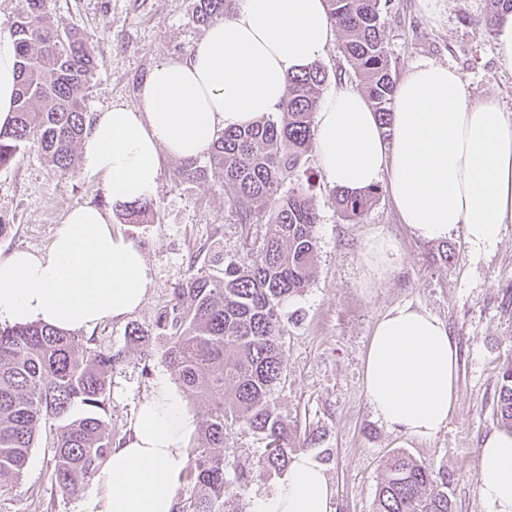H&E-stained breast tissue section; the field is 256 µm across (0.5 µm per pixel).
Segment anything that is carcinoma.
Here are the masks:
<instances>
[{
	"mask_svg": "<svg viewBox=\"0 0 512 512\" xmlns=\"http://www.w3.org/2000/svg\"><path fill=\"white\" fill-rule=\"evenodd\" d=\"M231 0H193L196 21L209 24L227 16ZM331 22L343 34L342 52L360 79L362 93L390 121L397 86L382 38L385 0H325ZM18 70L16 107L11 123L0 127V167L21 148L38 140L49 159L66 174L80 160L76 146L94 116L84 111V91L98 67L89 38L61 32L47 21L46 0H22L11 25ZM327 70L317 62L288 76L279 118L262 116L243 128L226 130L206 163L184 162L183 181L214 177L232 186L231 208L241 224L270 209L272 218L258 254L224 264L221 276L202 269L177 290L150 330L127 333L132 344L163 342L161 361L189 398L210 402L209 418L186 448L188 462L179 482L194 494L179 512H224L228 487L224 443L237 426L260 441L255 463L237 464V486L257 472L285 470L293 455L323 442L322 433L298 434L296 424L273 402L286 357L282 338L285 307L311 281L317 259L315 229L320 215L302 187L281 191L293 180L311 149ZM379 188L334 192L338 213L361 217ZM153 215L145 201L124 207L125 220L145 224ZM120 354L90 347L78 337L41 324L0 329V491L20 478L37 433L55 422L50 446L51 487L73 494L91 483L115 444L107 422L112 370ZM497 421L512 431V366L503 369ZM374 512H453L448 472L393 454L384 461Z\"/></svg>",
	"mask_w": 512,
	"mask_h": 512,
	"instance_id": "obj_1",
	"label": "carcinoma"
}]
</instances>
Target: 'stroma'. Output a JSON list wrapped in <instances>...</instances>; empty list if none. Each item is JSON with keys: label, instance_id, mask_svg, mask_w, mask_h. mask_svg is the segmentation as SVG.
Instances as JSON below:
<instances>
[{"label": "stroma", "instance_id": "1", "mask_svg": "<svg viewBox=\"0 0 512 512\" xmlns=\"http://www.w3.org/2000/svg\"><path fill=\"white\" fill-rule=\"evenodd\" d=\"M193 0H47L53 27L91 36L100 66L85 93L94 113L113 104L137 105L141 83L157 63L182 55L204 34L192 11ZM488 0H391L381 19L383 40L395 80L410 68L433 61L458 70L473 101L496 97L512 113V69L501 64L493 37L481 28ZM181 162L164 159L160 186L148 224H128L110 205L101 176L79 168L61 172L38 142L26 143L16 160L0 167V257L23 249L48 251L67 213L88 204L108 209L114 230L139 247L153 271L144 305L127 318L107 321L78 338L98 348L122 351L112 372L107 420L116 438L126 435L136 403L169 372L158 345L134 347L131 326L152 328L173 291L194 269L195 255L225 258L253 255L262 244L263 221L239 223L227 205L231 187L216 180L183 182ZM308 186L321 220L316 227L317 259L305 290L288 304L283 345L286 378L274 393L280 412L299 431L320 430L329 451L325 473L334 489L335 512H372L381 463L403 452L417 461L448 469L454 512H486L478 493L479 454L498 428L496 397L501 372L512 365V224L497 247L474 254L460 231L447 239L449 261L437 260V245L416 238L388 193L361 218L339 215L333 188L315 152H308L296 180ZM397 246L394 270L380 280L367 272L373 237ZM412 303L447 326L459 353L456 403L447 425L434 437L417 439L389 431L374 415L363 390V368L379 319L394 307ZM53 426H42L22 478L0 497V512H88L93 486L74 494L52 489L47 446Z\"/></svg>", "mask_w": 512, "mask_h": 512}]
</instances>
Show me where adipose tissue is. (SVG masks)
<instances>
[{
    "label": "adipose tissue",
    "mask_w": 512,
    "mask_h": 512,
    "mask_svg": "<svg viewBox=\"0 0 512 512\" xmlns=\"http://www.w3.org/2000/svg\"><path fill=\"white\" fill-rule=\"evenodd\" d=\"M332 36L325 0H241L185 55L149 71L138 105L96 113L83 141L88 170L102 176L113 205L155 198L163 158L203 157L224 130L277 111L288 76L310 66ZM16 82L14 41L0 31V125L12 116ZM314 149L333 187L386 182L402 223L421 240L458 230L473 252H487L512 223V116L496 99L471 101L454 68L415 65L397 88L386 132L358 89L327 94ZM152 281L143 251L113 231L109 212L79 205L46 253L0 258V323L72 332L123 319L144 304ZM457 371L445 323L404 304L373 330L365 397L389 430L428 439L454 410ZM196 424L179 389L159 381L95 477L92 512H176ZM479 474L486 512H512V432L487 436ZM333 499L323 468L300 452L250 512H334Z\"/></svg>",
    "instance_id": "obj_1"
}]
</instances>
